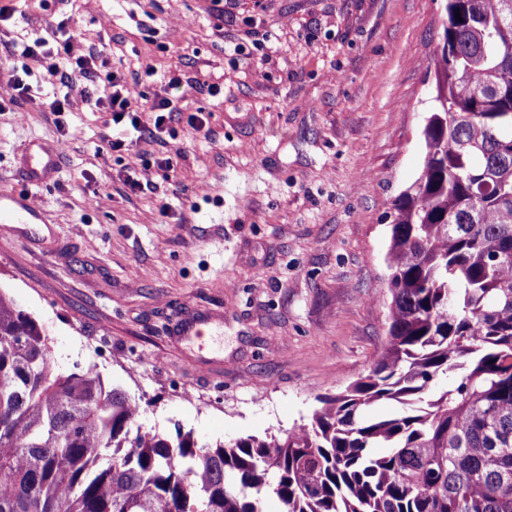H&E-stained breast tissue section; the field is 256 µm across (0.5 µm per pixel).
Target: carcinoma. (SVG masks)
Returning <instances> with one entry per match:
<instances>
[{
    "instance_id": "cac0c4a2",
    "label": "carcinoma",
    "mask_w": 512,
    "mask_h": 512,
    "mask_svg": "<svg viewBox=\"0 0 512 512\" xmlns=\"http://www.w3.org/2000/svg\"><path fill=\"white\" fill-rule=\"evenodd\" d=\"M418 177L391 202L388 343L311 426L200 444L59 371L0 291V512H512V0H442ZM459 372L446 390L442 375ZM400 410L371 418L367 407Z\"/></svg>"
}]
</instances>
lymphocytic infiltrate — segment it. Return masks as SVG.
Here are the masks:
<instances>
[{
    "label": "lymphocytic infiltrate",
    "mask_w": 512,
    "mask_h": 512,
    "mask_svg": "<svg viewBox=\"0 0 512 512\" xmlns=\"http://www.w3.org/2000/svg\"><path fill=\"white\" fill-rule=\"evenodd\" d=\"M22 54L39 63L40 83L54 90L52 97L43 102L45 110L63 115L70 105L68 94L75 91L83 101L94 102L100 111L111 113L113 125L133 131L134 136L130 139L103 135V150L136 155L139 137L155 135L178 110L173 100L162 94L154 96L150 104H142L119 69L112 71L108 88L94 92L91 84L95 80L99 55L94 50L83 55L73 54L70 40L64 39L53 45L48 39L38 37L24 43Z\"/></svg>",
    "instance_id": "1"
}]
</instances>
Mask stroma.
<instances>
[{"mask_svg": "<svg viewBox=\"0 0 512 512\" xmlns=\"http://www.w3.org/2000/svg\"><path fill=\"white\" fill-rule=\"evenodd\" d=\"M1 6L0 65L28 67L22 42L65 19L73 54L96 48L101 75L124 67L181 110L138 144L147 170L96 154L110 113L78 96L62 118L43 111L36 77L0 112V192L44 209L0 223V290L45 329L54 365L95 369L146 432L213 444L310 424L387 339L388 213L420 165L440 0H224L220 23L211 0ZM35 144L59 153L38 182L23 167ZM125 169L150 188L131 193ZM196 311L213 326L182 341Z\"/></svg>", "mask_w": 512, "mask_h": 512, "instance_id": "35a3bbf8", "label": "stroma"}]
</instances>
